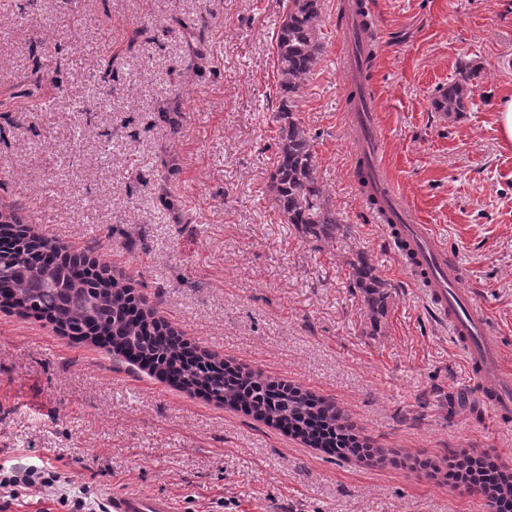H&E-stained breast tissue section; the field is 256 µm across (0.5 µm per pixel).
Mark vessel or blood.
<instances>
[{"label":"vessel or blood","instance_id":"vessel-or-blood-1","mask_svg":"<svg viewBox=\"0 0 512 512\" xmlns=\"http://www.w3.org/2000/svg\"><path fill=\"white\" fill-rule=\"evenodd\" d=\"M359 131L360 155L371 159L369 179L382 201L379 223L388 225L393 246L413 282L424 289L435 317L447 325L462 352L474 382L496 373L485 397L499 419L512 418V375L503 372L501 349L492 321L475 296L462 286V270L432 228L416 223L407 205L391 187L386 171L374 160L383 151L369 100L359 99L350 114ZM110 512H174L171 500L127 489L108 492Z\"/></svg>","mask_w":512,"mask_h":512}]
</instances>
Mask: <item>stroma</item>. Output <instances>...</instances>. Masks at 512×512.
Here are the masks:
<instances>
[{
	"label": "stroma",
	"mask_w": 512,
	"mask_h": 512,
	"mask_svg": "<svg viewBox=\"0 0 512 512\" xmlns=\"http://www.w3.org/2000/svg\"><path fill=\"white\" fill-rule=\"evenodd\" d=\"M19 0L0 9V203L68 250L100 253L158 316L225 360L331 399L397 461L331 460L242 412L175 389L47 321L0 311V464L71 479L1 498L66 512L110 489L176 512H490L409 459H512V420L484 402L354 174L358 133L336 24L297 101L347 231L306 241L267 182L281 104L271 38L284 0ZM370 88L384 162L465 270L512 370V0H373ZM479 67L459 118L435 111ZM107 109L84 111L93 95ZM368 255L392 300L371 330L351 280Z\"/></svg>",
	"instance_id": "35a3bbf8"
}]
</instances>
